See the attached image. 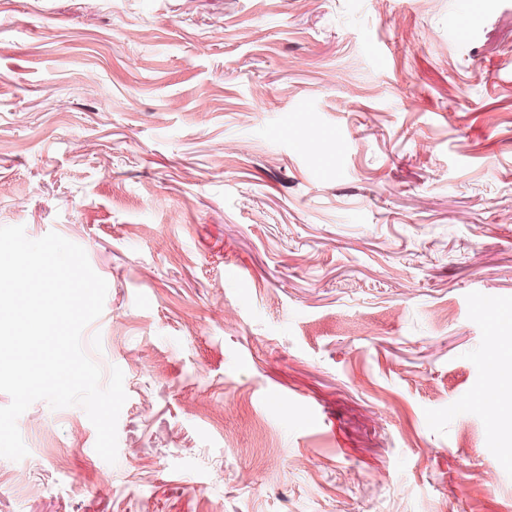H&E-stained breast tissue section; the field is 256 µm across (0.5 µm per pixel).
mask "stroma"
Returning a JSON list of instances; mask_svg holds the SVG:
<instances>
[{
    "mask_svg": "<svg viewBox=\"0 0 512 512\" xmlns=\"http://www.w3.org/2000/svg\"><path fill=\"white\" fill-rule=\"evenodd\" d=\"M507 210L512 0H0V226L127 394L113 465L34 402L0 512H512Z\"/></svg>",
    "mask_w": 512,
    "mask_h": 512,
    "instance_id": "35a3bbf8",
    "label": "stroma"
}]
</instances>
